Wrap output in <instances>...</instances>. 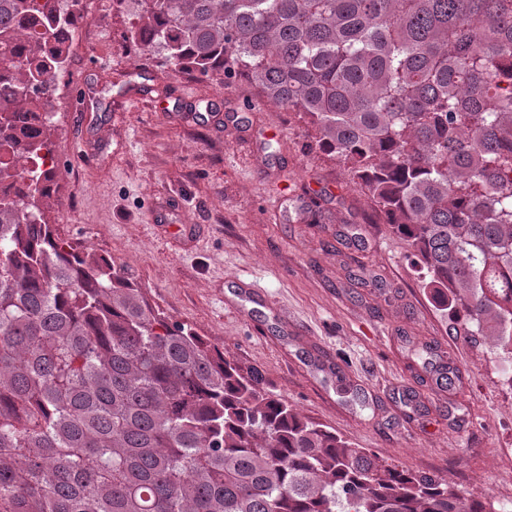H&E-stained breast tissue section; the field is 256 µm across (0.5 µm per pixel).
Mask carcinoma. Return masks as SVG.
Segmentation results:
<instances>
[{"label":"carcinoma","instance_id":"cac0c4a2","mask_svg":"<svg viewBox=\"0 0 512 512\" xmlns=\"http://www.w3.org/2000/svg\"><path fill=\"white\" fill-rule=\"evenodd\" d=\"M174 68L295 112L512 361V0H114ZM77 16L0 0V512H485L383 463L62 239L42 106Z\"/></svg>","mask_w":512,"mask_h":512}]
</instances>
